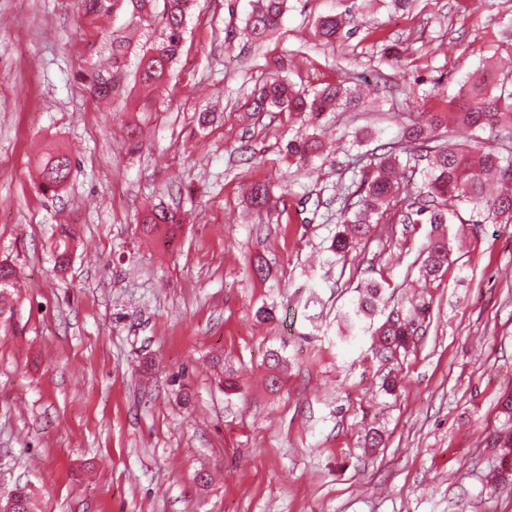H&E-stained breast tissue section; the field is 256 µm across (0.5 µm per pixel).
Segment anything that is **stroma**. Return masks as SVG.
Returning <instances> with one entry per match:
<instances>
[{"mask_svg": "<svg viewBox=\"0 0 512 512\" xmlns=\"http://www.w3.org/2000/svg\"><path fill=\"white\" fill-rule=\"evenodd\" d=\"M250 4L196 0L153 111L137 112L129 75L108 97L92 88L112 68V32L143 40L126 4L94 15L81 0H0V261L19 280L18 327L0 333V495L27 487L37 512H512L485 443L512 390V223L446 225L452 264L424 286L435 230L391 214L327 261L355 135L378 146L447 111L457 81L512 34V0H288L259 44L240 35ZM328 13L348 20L329 43L315 31ZM385 40L400 68L380 62ZM276 71L374 90L327 116L314 165L285 150L310 125L244 112ZM204 110L217 118L202 128ZM52 147L73 158L56 195L34 170ZM253 182L272 189L268 214L246 206ZM159 204L183 219L167 243L142 231ZM59 224L74 237L61 273ZM367 277L429 308L416 345L385 363L370 335L339 339L336 314ZM272 304L277 321L258 323ZM271 350L288 360L274 393ZM224 367L241 393L220 387Z\"/></svg>", "mask_w": 512, "mask_h": 512, "instance_id": "stroma-1", "label": "stroma"}]
</instances>
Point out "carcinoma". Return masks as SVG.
<instances>
[{"mask_svg": "<svg viewBox=\"0 0 512 512\" xmlns=\"http://www.w3.org/2000/svg\"><path fill=\"white\" fill-rule=\"evenodd\" d=\"M132 7L131 24L147 33L139 45L136 78L143 86H160L169 74L185 40L191 0H127ZM287 0H253L246 18V28L255 42L266 38L280 26ZM343 24L340 15H325L318 22L322 36H335ZM130 41L122 36L112 38V71L125 65ZM355 89L340 81L308 93L290 81L273 74L246 100L248 110L288 112L307 117L313 125L320 124L325 114L353 104ZM448 141L436 143L433 131L442 118L430 114L429 119L402 131L395 143L380 146L383 153L369 165L351 168L350 183L340 184L336 192V232L329 251L343 257L367 237L384 214L401 205L400 215L411 224H510L512 223V150L484 144L479 132L496 128L512 138V82L503 76L498 62L486 58L482 65L460 84L448 99ZM322 144L316 137L288 140V155L299 166L321 157ZM39 189L57 193L71 174L72 159L60 149L52 148L37 161ZM420 174L425 192L413 197L409 192L407 173ZM249 206L261 213L270 209L271 195L264 182L251 185ZM469 211V219L461 208ZM180 223L178 211L163 206L152 208L142 224L151 233ZM71 228L58 226L55 257L71 250ZM451 249L448 237L441 234L429 240L419 274L425 282L436 280L448 270ZM16 270L0 262V327L15 324L12 289ZM383 282L370 279L358 290V298L339 313L341 339L354 337L368 328L375 356L384 361L408 349L415 342L425 321L427 307L411 303L409 309L385 311ZM380 320H375V317ZM267 386L278 390L283 384L286 359L273 350L267 355ZM500 414L504 426L495 431L492 447L502 457L497 481L511 484L512 471L505 461L512 460V392L501 401ZM5 501L13 502V512H32L30 491L18 487Z\"/></svg>", "mask_w": 512, "mask_h": 512, "instance_id": "cac0c4a2", "label": "carcinoma"}]
</instances>
